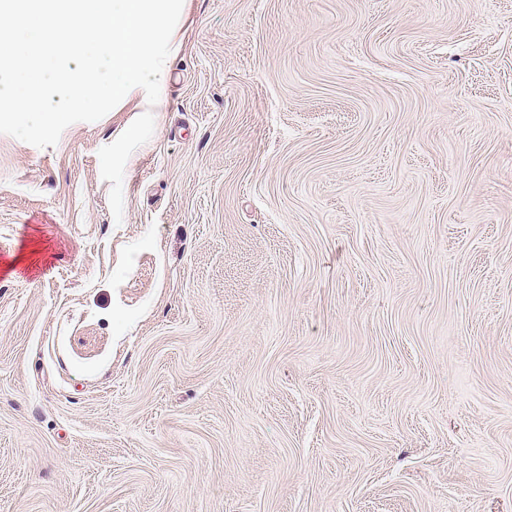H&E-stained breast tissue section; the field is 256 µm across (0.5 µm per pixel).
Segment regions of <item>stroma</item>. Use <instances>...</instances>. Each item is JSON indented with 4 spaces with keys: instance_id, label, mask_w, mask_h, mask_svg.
<instances>
[{
    "instance_id": "stroma-1",
    "label": "stroma",
    "mask_w": 512,
    "mask_h": 512,
    "mask_svg": "<svg viewBox=\"0 0 512 512\" xmlns=\"http://www.w3.org/2000/svg\"><path fill=\"white\" fill-rule=\"evenodd\" d=\"M176 32L0 134V512H512V0Z\"/></svg>"
}]
</instances>
